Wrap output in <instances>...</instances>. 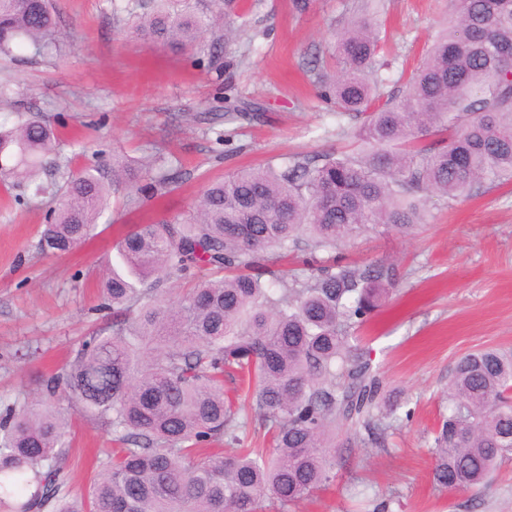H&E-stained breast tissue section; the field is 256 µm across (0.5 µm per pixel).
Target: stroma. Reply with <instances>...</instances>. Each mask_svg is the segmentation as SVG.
<instances>
[{
  "mask_svg": "<svg viewBox=\"0 0 512 512\" xmlns=\"http://www.w3.org/2000/svg\"><path fill=\"white\" fill-rule=\"evenodd\" d=\"M236 2L230 19L238 35L223 42L218 70L207 53L189 57L133 31L152 0H55L59 51L0 58V82L12 89L0 121L39 114L56 131V154L72 157L74 169L116 155L138 164L161 155L179 174L158 200L121 189L95 236L62 256L39 245L49 200L23 186L0 189V406L36 393L69 363L81 336L111 326V311L99 307V276L129 225L183 215L209 181L235 169L352 141L355 122L320 98L312 63L334 53L357 0ZM449 10L448 0H382L376 20L397 66L415 65ZM228 97L261 104L260 121H225ZM344 253L398 270L389 300L359 336L388 389L408 398L412 417L390 435L388 451L337 449L334 483L299 512H367V493L395 496V512H512L510 462L474 491L438 488L431 476L455 365L477 349L512 348V183H486L456 201L428 197L414 234L370 233ZM68 421L63 467L80 491L112 433L76 410Z\"/></svg>",
  "mask_w": 512,
  "mask_h": 512,
  "instance_id": "35a3bbf8",
  "label": "stroma"
}]
</instances>
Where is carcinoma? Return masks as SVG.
Returning a JSON list of instances; mask_svg holds the SVG:
<instances>
[{
	"instance_id": "carcinoma-1",
	"label": "carcinoma",
	"mask_w": 512,
	"mask_h": 512,
	"mask_svg": "<svg viewBox=\"0 0 512 512\" xmlns=\"http://www.w3.org/2000/svg\"><path fill=\"white\" fill-rule=\"evenodd\" d=\"M156 0L142 35L182 52L213 44L223 8L190 12ZM453 11L401 96L383 91L384 40L371 19L338 33L335 69L318 74L336 113L358 122L353 148L230 173L210 182L183 220L134 224L116 241L100 292L112 330L79 343L35 401L0 416V503L12 512H271L290 508L335 479L332 450H386L389 431L411 418L385 389L355 331L390 295L397 269L358 265L341 247L366 232L412 233L425 196L459 199L484 182L512 179V0H451ZM53 0H0V55L51 49ZM256 103L230 104L231 120ZM54 130L36 117L0 129V175L34 182ZM59 181L33 197H60L41 241L67 254L102 218L110 191L139 177L121 158L75 171L58 156ZM155 192L177 172L143 166ZM299 252L307 275L274 270ZM209 270L172 301L154 286L170 272ZM239 382L224 390V378ZM112 430L85 493L67 487L66 409ZM266 448H242L248 417ZM433 482L475 490L512 461V352L461 358L448 386V415L435 432Z\"/></svg>"
}]
</instances>
